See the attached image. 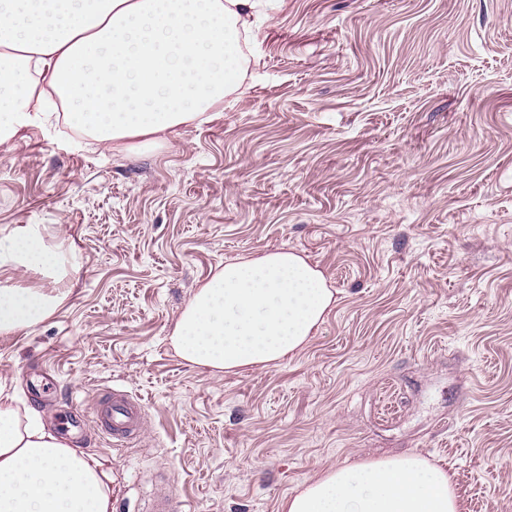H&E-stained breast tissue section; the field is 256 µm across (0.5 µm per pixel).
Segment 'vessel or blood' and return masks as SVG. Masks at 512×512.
Here are the masks:
<instances>
[{"label":"vessel or blood","instance_id":"obj_1","mask_svg":"<svg viewBox=\"0 0 512 512\" xmlns=\"http://www.w3.org/2000/svg\"><path fill=\"white\" fill-rule=\"evenodd\" d=\"M92 416L111 436L113 445L122 446L139 437L144 422V408L127 392L115 389L94 402Z\"/></svg>","mask_w":512,"mask_h":512}]
</instances>
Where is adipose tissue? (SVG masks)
I'll return each instance as SVG.
<instances>
[{
	"instance_id": "ef3b65f1",
	"label": "adipose tissue",
	"mask_w": 512,
	"mask_h": 512,
	"mask_svg": "<svg viewBox=\"0 0 512 512\" xmlns=\"http://www.w3.org/2000/svg\"><path fill=\"white\" fill-rule=\"evenodd\" d=\"M262 0H0V143L62 112L100 143L156 141L202 122L238 92ZM38 225L0 236V267L54 270ZM33 289H0V337L60 305ZM336 303L300 254L266 251L212 275L169 342L194 368L241 374L293 358ZM281 512H458L453 479L425 457L358 460L322 471ZM0 512H112L101 461L47 430L0 387Z\"/></svg>"
}]
</instances>
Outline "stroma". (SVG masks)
<instances>
[{
  "instance_id": "stroma-1",
  "label": "stroma",
  "mask_w": 512,
  "mask_h": 512,
  "mask_svg": "<svg viewBox=\"0 0 512 512\" xmlns=\"http://www.w3.org/2000/svg\"><path fill=\"white\" fill-rule=\"evenodd\" d=\"M244 87L132 151L52 123L0 144V235L40 225L61 296L0 384L112 473V512H279L349 461L417 453L460 512H512V0H267ZM308 257L337 303L293 359L193 368L168 336L224 262ZM146 406L112 446L107 389Z\"/></svg>"
}]
</instances>
